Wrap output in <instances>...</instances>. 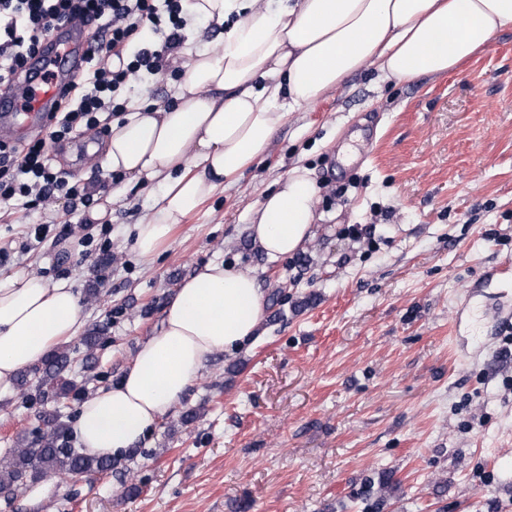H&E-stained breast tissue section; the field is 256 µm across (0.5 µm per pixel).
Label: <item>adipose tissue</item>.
Wrapping results in <instances>:
<instances>
[{"label":"adipose tissue","instance_id":"adipose-tissue-1","mask_svg":"<svg viewBox=\"0 0 512 512\" xmlns=\"http://www.w3.org/2000/svg\"><path fill=\"white\" fill-rule=\"evenodd\" d=\"M215 24L216 48L190 53L165 106L136 103L113 119L101 165L161 186L135 226L133 248L156 257L175 225L262 160L288 115L324 99L365 67L384 80L443 76L512 28V0H188ZM317 188L293 168L258 202L254 246L273 259L315 236ZM73 284L33 274L0 284V394L58 342L75 336ZM264 316L252 270L213 261L183 278L157 335L139 345L121 381L79 408L85 454L109 458L136 444L183 397L217 352L254 336Z\"/></svg>","mask_w":512,"mask_h":512}]
</instances>
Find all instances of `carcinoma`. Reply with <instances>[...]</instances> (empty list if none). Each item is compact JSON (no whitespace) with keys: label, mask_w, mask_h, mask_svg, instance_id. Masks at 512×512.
I'll use <instances>...</instances> for the list:
<instances>
[{"label":"carcinoma","mask_w":512,"mask_h":512,"mask_svg":"<svg viewBox=\"0 0 512 512\" xmlns=\"http://www.w3.org/2000/svg\"><path fill=\"white\" fill-rule=\"evenodd\" d=\"M70 362V352L61 348L51 351L40 365L20 373L17 385L22 395L32 403L49 397L57 401L79 396L78 384L63 376ZM40 421L45 432L38 451H32L26 443L10 449L7 456L0 458V492L9 495L30 481L51 475L79 480L105 473L117 464L114 458L90 457L71 448L65 425L56 413L43 411Z\"/></svg>","instance_id":"obj_1"}]
</instances>
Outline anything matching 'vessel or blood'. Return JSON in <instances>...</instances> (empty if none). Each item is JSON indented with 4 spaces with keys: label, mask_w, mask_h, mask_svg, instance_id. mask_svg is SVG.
I'll return each mask as SVG.
<instances>
[{
    "label": "vessel or blood",
    "mask_w": 512,
    "mask_h": 512,
    "mask_svg": "<svg viewBox=\"0 0 512 512\" xmlns=\"http://www.w3.org/2000/svg\"><path fill=\"white\" fill-rule=\"evenodd\" d=\"M89 50V42L79 31L68 27L54 31L42 53L29 62V83L0 90V136L46 124L68 76L84 65Z\"/></svg>",
    "instance_id": "1"
}]
</instances>
